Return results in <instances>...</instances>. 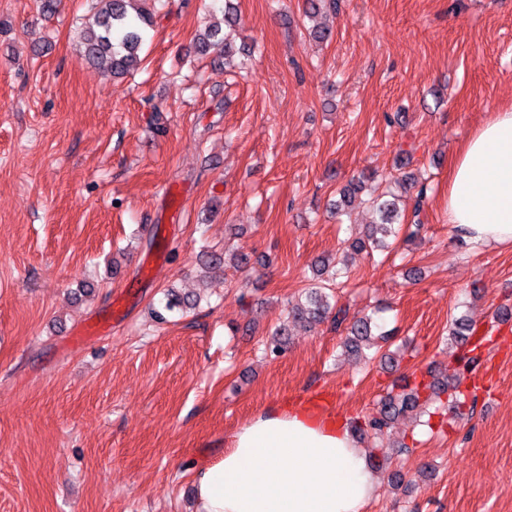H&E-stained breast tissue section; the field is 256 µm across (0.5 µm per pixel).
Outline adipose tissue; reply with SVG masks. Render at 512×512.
Instances as JSON below:
<instances>
[{"instance_id":"obj_1","label":"adipose tissue","mask_w":512,"mask_h":512,"mask_svg":"<svg viewBox=\"0 0 512 512\" xmlns=\"http://www.w3.org/2000/svg\"><path fill=\"white\" fill-rule=\"evenodd\" d=\"M448 222L476 246L512 244V108L457 151ZM377 482L346 419L305 405L252 418L194 474L199 512H363Z\"/></svg>"}]
</instances>
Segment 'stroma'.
<instances>
[{
  "mask_svg": "<svg viewBox=\"0 0 512 512\" xmlns=\"http://www.w3.org/2000/svg\"><path fill=\"white\" fill-rule=\"evenodd\" d=\"M233 2L247 70L195 49L224 0H166L112 81L75 45L88 0H0V512H198L188 466L238 426L322 392L364 420L451 374L462 316L492 333L465 405L391 424L365 512H512V247L459 240L447 211L457 149L512 107V0H340L326 43L309 0ZM363 172L427 187L421 240L353 255L337 291L394 364L342 355L326 324L270 356L312 263L371 224L331 214ZM228 248L248 265L200 288ZM172 287L200 300L157 324Z\"/></svg>",
  "mask_w": 512,
  "mask_h": 512,
  "instance_id": "obj_1",
  "label": "stroma"
}]
</instances>
